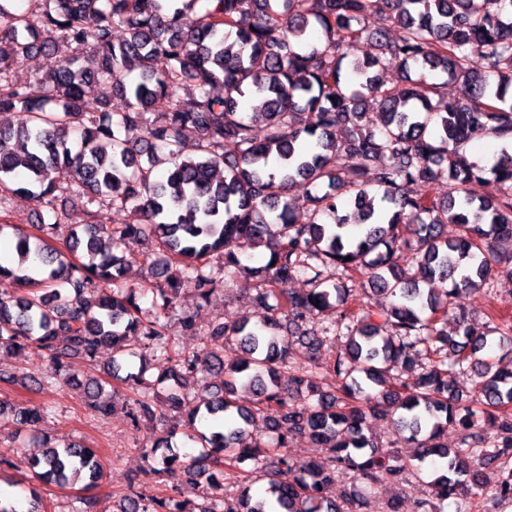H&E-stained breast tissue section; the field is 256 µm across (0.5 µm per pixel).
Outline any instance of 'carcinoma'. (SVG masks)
<instances>
[{
	"label": "carcinoma",
	"mask_w": 512,
	"mask_h": 512,
	"mask_svg": "<svg viewBox=\"0 0 512 512\" xmlns=\"http://www.w3.org/2000/svg\"><path fill=\"white\" fill-rule=\"evenodd\" d=\"M512 0H0V210L23 193L40 209L31 232L0 222V237L17 236L20 265L0 264V353L34 352L57 368L80 357L140 360L122 381L136 423L184 405L183 374H222L219 387L186 414L192 438L210 446L186 462L161 454L163 470L185 477L164 496L130 483L119 512H357L359 499L329 495L337 474L351 471L372 488L403 493L426 474L432 499L415 512H471L479 500L512 506V367L492 351L512 352V319L497 316L486 331L452 307L465 291L497 274L512 278V154L487 167L471 161L475 137L512 136ZM199 8L191 25L186 11ZM375 12L399 27L367 30ZM121 28L125 38L113 40ZM363 44L362 55L349 47ZM59 66L33 84L13 80L16 66L39 51ZM481 68L472 66V58ZM395 62L399 83L380 71ZM447 77L458 88L448 97ZM110 84L125 110L91 99L86 88ZM251 112H245V108ZM264 128L257 137L255 123ZM141 127L132 144L122 136ZM197 134V156L178 146ZM171 164L153 179L155 160ZM445 180L448 194H414L411 186ZM302 181L327 187L308 196L305 220L289 192ZM493 182L497 192L483 187ZM85 198L98 208L86 222L66 224L55 200ZM137 219L108 224L105 215ZM456 233H448V226ZM148 240L163 280L141 289L123 283L131 254L121 244ZM263 247L268 260L247 266L243 246ZM417 267L415 277L397 263ZM367 277L382 296L356 305L347 281ZM238 277L255 282L252 314L218 324L199 352L176 348L166 334L183 280L203 300ZM306 279L308 287L289 284ZM331 308L346 343L326 360L325 337L305 329ZM455 335H448V323ZM164 353L151 364L130 347ZM233 342L240 357L224 358ZM304 345L313 368L283 375L292 344ZM412 382L402 374L416 367ZM174 381L165 397L149 393L145 374ZM474 379L462 401L459 378ZM87 406L104 419L118 392L100 400L102 380L73 378ZM247 386L250 406L235 399ZM44 409L0 400V421L35 426ZM409 433L415 461L380 448L364 433L367 415ZM262 421L271 442L252 440ZM454 427L460 448L440 442ZM307 436L327 451L322 461L297 459L287 448ZM252 460L263 488L241 486L224 498L225 470ZM41 480L62 486L82 473L95 481L100 460L80 444L45 446L29 459Z\"/></svg>",
	"instance_id": "cac0c4a2"
}]
</instances>
